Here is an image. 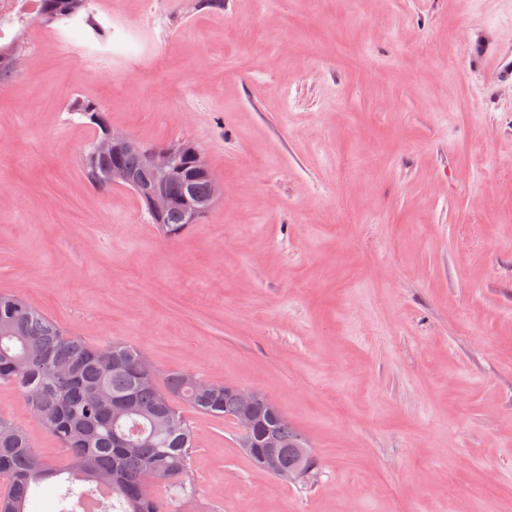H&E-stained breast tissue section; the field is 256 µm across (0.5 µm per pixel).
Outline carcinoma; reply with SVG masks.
Segmentation results:
<instances>
[{"instance_id":"obj_1","label":"carcinoma","mask_w":512,"mask_h":512,"mask_svg":"<svg viewBox=\"0 0 512 512\" xmlns=\"http://www.w3.org/2000/svg\"><path fill=\"white\" fill-rule=\"evenodd\" d=\"M86 0H40L36 20L59 21L84 10ZM69 111L88 120L98 138L111 129L101 104L73 98ZM84 176L104 189L112 155L83 156ZM163 232L177 238L186 226L185 209H169ZM143 351L130 345L89 344L45 316L24 297L0 291V384L24 397L33 423L55 436L64 449L60 462H48L33 448L27 431L0 418V512H27L33 490L68 475L87 483L68 487L70 496L94 494L109 481L117 512H162L147 491L150 481L167 483L177 498L187 491L195 433L184 409L234 422L252 416L257 431L238 433L246 450L270 440L279 470L305 476L315 464L306 438L266 395L251 405L237 386L206 384L188 371L140 376Z\"/></svg>"}]
</instances>
